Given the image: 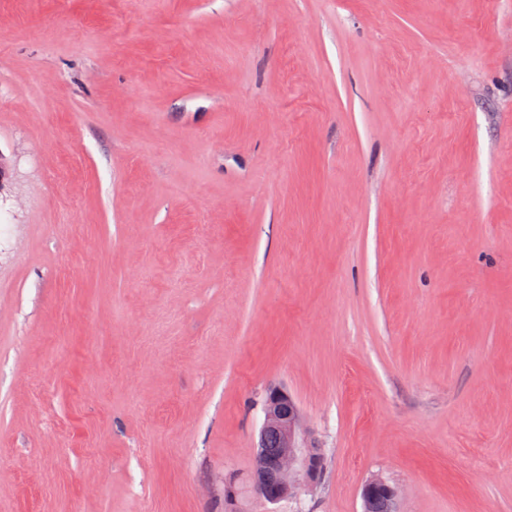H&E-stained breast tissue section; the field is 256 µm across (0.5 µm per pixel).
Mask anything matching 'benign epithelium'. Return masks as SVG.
<instances>
[{"instance_id":"7a95c632","label":"benign epithelium","mask_w":512,"mask_h":512,"mask_svg":"<svg viewBox=\"0 0 512 512\" xmlns=\"http://www.w3.org/2000/svg\"><path fill=\"white\" fill-rule=\"evenodd\" d=\"M263 414L252 490L270 504L311 492L323 472L324 450L304 425L298 404L283 388L271 387L265 394ZM270 431L280 438V452L273 457L263 450ZM360 497L362 512H396L399 490L377 475L362 485Z\"/></svg>"}]
</instances>
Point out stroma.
Returning <instances> with one entry per match:
<instances>
[{
    "instance_id": "1",
    "label": "stroma",
    "mask_w": 512,
    "mask_h": 512,
    "mask_svg": "<svg viewBox=\"0 0 512 512\" xmlns=\"http://www.w3.org/2000/svg\"><path fill=\"white\" fill-rule=\"evenodd\" d=\"M0 160V512H512V0H0ZM263 414L252 490L270 504L311 492L323 472L324 450L304 425L298 404L283 388L271 387L265 394ZM269 431L279 435L277 455V437ZM265 436V450L273 457L263 450ZM362 512H396L399 490L381 476H373L361 487Z\"/></svg>"
}]
</instances>
